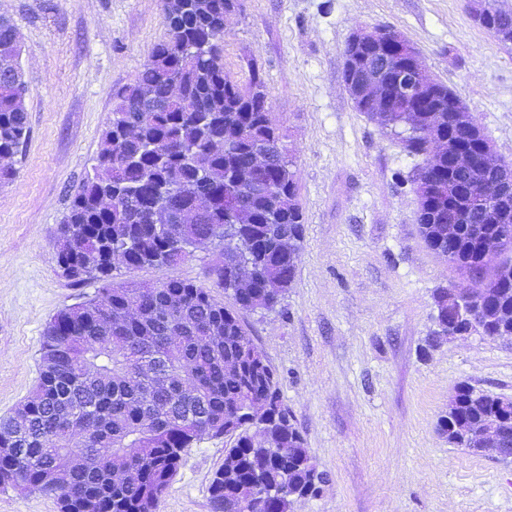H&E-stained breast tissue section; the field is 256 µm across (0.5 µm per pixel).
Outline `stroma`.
<instances>
[{
  "instance_id": "1",
  "label": "stroma",
  "mask_w": 512,
  "mask_h": 512,
  "mask_svg": "<svg viewBox=\"0 0 512 512\" xmlns=\"http://www.w3.org/2000/svg\"><path fill=\"white\" fill-rule=\"evenodd\" d=\"M14 25L30 135L0 184V417L34 393L51 318L92 297L56 262L70 195L95 163L112 94L165 39L162 0H0ZM383 26L464 102L498 161L512 164V47L471 0H240L224 69L259 73L295 162L303 214L295 280L271 312L239 317L279 381L324 476L292 512H512V462L454 447L438 430L454 388L512 396V340L474 331L432 343L434 297L460 272L423 242L413 179L423 156L357 112L342 80L351 33ZM217 246L171 266L119 269V283L208 284ZM229 442L184 455L158 512H212Z\"/></svg>"
}]
</instances>
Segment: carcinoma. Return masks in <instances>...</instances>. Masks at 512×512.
<instances>
[{
  "label": "carcinoma",
  "mask_w": 512,
  "mask_h": 512,
  "mask_svg": "<svg viewBox=\"0 0 512 512\" xmlns=\"http://www.w3.org/2000/svg\"><path fill=\"white\" fill-rule=\"evenodd\" d=\"M168 22L136 80L114 93L98 167L72 194L59 228L57 263L75 282L101 288L60 310L43 336L37 396L28 402L17 441L0 420V443L24 452L0 458V488L50 495L59 512H157L183 454L205 438L234 437L211 480L213 512H291L314 493L321 476L304 438L279 397L278 381L236 308L272 310L294 281L301 257L303 215L292 160L272 122L263 81L245 85L224 71V28L238 0H162ZM512 45V12L498 10L486 27ZM14 26L0 18V67L18 66ZM179 87L183 97L170 99ZM392 117L381 129L423 155L441 130L408 124L413 102L388 100ZM29 133L23 87L0 70V184L13 176V158ZM257 150L271 169L272 191L243 195L224 210V192L250 169ZM448 181V168L421 166L415 183ZM219 202L204 211L200 197ZM165 211L166 224H153ZM448 208L418 196L426 245L463 272L477 264L490 292L466 301V333L486 312H506L512 324V229L499 251L485 256L470 225L459 246L445 233ZM216 243L213 288L171 278L157 286L117 284L113 270L169 266ZM501 421L512 433V397L461 383L438 430L463 422ZM129 475L126 483L115 474Z\"/></svg>",
  "instance_id": "obj_1"
}]
</instances>
